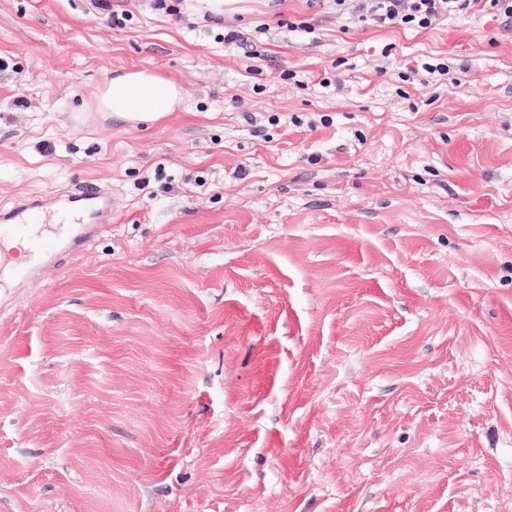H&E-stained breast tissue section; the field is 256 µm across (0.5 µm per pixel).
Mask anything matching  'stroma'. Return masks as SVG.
Here are the masks:
<instances>
[{"label": "stroma", "mask_w": 512, "mask_h": 512, "mask_svg": "<svg viewBox=\"0 0 512 512\" xmlns=\"http://www.w3.org/2000/svg\"><path fill=\"white\" fill-rule=\"evenodd\" d=\"M112 10L0 0V206L112 199L0 278V512H512V23ZM181 98V89L170 80L148 71H128L112 77L101 106L110 117L140 125L166 117ZM62 209L65 217L60 226L66 237L61 242L54 243L36 236L32 239L30 246L29 241L24 237L9 236L2 241L4 251L17 249L23 252L31 247V268H36L46 257L57 256L60 264H64L63 261L67 258L72 262L79 259L85 253L88 243L98 233L95 224L103 214H107L109 203L100 189L85 186L66 194ZM74 224L79 226L74 228Z\"/></svg>", "instance_id": "35a3bbf8"}]
</instances>
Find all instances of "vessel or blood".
Segmentation results:
<instances>
[{"instance_id": "1", "label": "vessel or blood", "mask_w": 512, "mask_h": 512, "mask_svg": "<svg viewBox=\"0 0 512 512\" xmlns=\"http://www.w3.org/2000/svg\"><path fill=\"white\" fill-rule=\"evenodd\" d=\"M42 205L33 200L9 210L0 209V232L26 231L40 219ZM62 209L65 217L61 227L65 237L55 243L39 237L31 244V262L39 264L48 257L58 261L77 260L85 253L91 239L97 234L99 218L109 210V203L100 189L86 186L66 194Z\"/></svg>"}]
</instances>
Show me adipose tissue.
Masks as SVG:
<instances>
[{"label":"adipose tissue","mask_w":512,"mask_h":512,"mask_svg":"<svg viewBox=\"0 0 512 512\" xmlns=\"http://www.w3.org/2000/svg\"><path fill=\"white\" fill-rule=\"evenodd\" d=\"M181 98V89L170 80L147 71H128L112 77L101 95V106L111 117L140 125L166 117Z\"/></svg>","instance_id":"1"}]
</instances>
